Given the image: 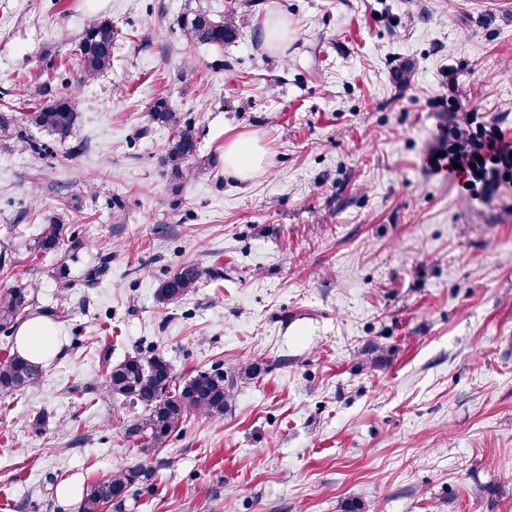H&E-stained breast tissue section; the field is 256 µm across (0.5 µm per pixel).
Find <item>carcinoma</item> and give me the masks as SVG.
<instances>
[{
  "mask_svg": "<svg viewBox=\"0 0 512 512\" xmlns=\"http://www.w3.org/2000/svg\"><path fill=\"white\" fill-rule=\"evenodd\" d=\"M242 19L229 12L220 19L200 6L189 8L181 18V30L186 43L224 46L239 35ZM118 32L107 19H92L83 30L70 58V65L79 72L83 82L95 80L112 67V52ZM44 90L36 86L30 90L35 107L17 115L0 111V142L13 141L25 150L41 155L49 150V143L35 140L27 134L34 126L57 142L67 141L80 123L81 103L73 95L38 103ZM152 122L171 131L162 162L175 180L192 174L190 164L199 161L198 140L191 122L172 111L168 103L159 99L150 112ZM64 226L57 221L44 225L34 240L31 251L47 255L58 251L63 241ZM212 272L195 262L184 264L173 275L163 280L157 295L165 304L177 303L210 279ZM33 300L23 288L0 292V330H10L26 319ZM41 375L39 365L16 353L0 359V393L13 394L34 384ZM235 386L234 380L224 378L222 372H200L185 380L180 379L171 364L162 356L148 359L129 356L113 365L101 388L110 396H120L131 406H139L143 414L122 425V434L128 440H141L143 453L150 455L165 447L172 434L191 417L219 418L224 416ZM153 467L144 464L121 466L111 473L91 481L83 489L78 512H122L125 503L136 490L150 487Z\"/></svg>",
  "mask_w": 512,
  "mask_h": 512,
  "instance_id": "obj_1",
  "label": "carcinoma"
}]
</instances>
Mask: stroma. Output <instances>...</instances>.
<instances>
[{
  "label": "stroma",
  "instance_id": "1",
  "mask_svg": "<svg viewBox=\"0 0 512 512\" xmlns=\"http://www.w3.org/2000/svg\"><path fill=\"white\" fill-rule=\"evenodd\" d=\"M198 4L244 15L238 37L187 45ZM95 17L120 39L82 84L65 64ZM452 75L512 140V0H0V108L42 82L83 107L46 155L0 142V290L66 312L40 379L0 394V512H77L62 485L142 461L118 427L140 408L100 391L138 353L236 383L124 512H512V187L469 200L430 168ZM160 99L203 160L179 185ZM237 138L264 152L246 181ZM54 217L67 240L35 257ZM187 262L212 279L161 303ZM261 163V151L253 140L238 138L224 146V168L241 180L249 179Z\"/></svg>",
  "mask_w": 512,
  "mask_h": 512
}]
</instances>
